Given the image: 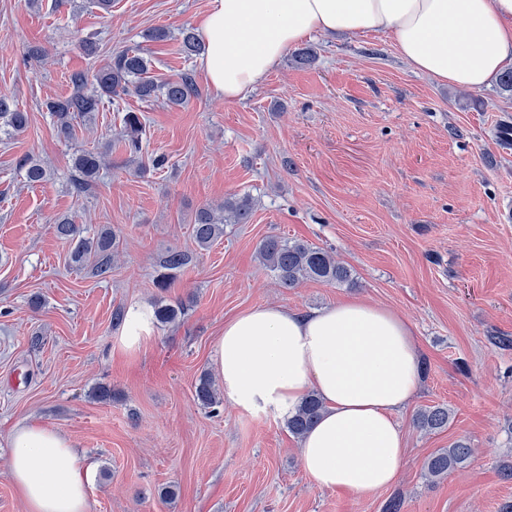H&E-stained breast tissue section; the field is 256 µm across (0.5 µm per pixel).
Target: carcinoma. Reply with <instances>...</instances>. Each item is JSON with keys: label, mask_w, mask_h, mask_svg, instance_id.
<instances>
[{"label": "carcinoma", "mask_w": 512, "mask_h": 512, "mask_svg": "<svg viewBox=\"0 0 512 512\" xmlns=\"http://www.w3.org/2000/svg\"><path fill=\"white\" fill-rule=\"evenodd\" d=\"M204 50L205 44L193 29L181 30L183 53L191 56ZM148 70L149 60L143 52L126 50L117 53L91 75L82 71L73 73L70 76L73 92L67 97L50 99L44 106L54 119L58 132L63 137L70 138L73 134L74 120H93L95 113L100 111L105 103L121 95L132 93L144 101L161 96L168 105L178 107L187 104L195 94L190 77L181 76L175 80L158 83L148 77ZM0 119L4 120L13 134L24 132L29 124L28 113L22 111L6 93H0ZM122 121L120 143L132 154L141 152L145 134L141 115L128 111ZM111 149L112 144L109 143L100 150H86L75 155L73 167L76 172L74 184L77 192H83L99 178L104 158ZM21 168L24 170L25 180L30 184L41 183L47 178L46 167L34 158L24 159ZM251 211V201L247 195L227 198L220 206L200 207L192 224L195 244L201 250L208 248L224 235V225L246 223ZM55 230L61 238L73 244V262H92V267L99 276L110 272L112 252L119 246L113 230L104 228L96 237L85 238L80 226L67 217L55 224ZM258 258L284 288H294L307 280L326 284H340L351 280L350 269L336 259L333 252L298 239L288 240L269 236L259 244ZM189 262L188 253L181 250L168 251L159 261L157 286L169 287ZM182 309L180 303L161 305L155 308L156 320L160 324L173 322L182 314ZM195 397L204 407H211L217 403L216 390L209 377L200 379L195 387ZM321 411L320 400L313 395L308 396L297 413L288 419L289 432L296 437L302 436ZM450 416L448 406L436 404L418 410L414 421L418 428L426 432H435L448 426ZM473 453L474 449L470 442L465 439L456 440L449 447L440 448L429 456L425 476L435 482L455 470L464 469Z\"/></svg>", "instance_id": "1"}]
</instances>
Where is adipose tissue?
<instances>
[{
	"mask_svg": "<svg viewBox=\"0 0 512 512\" xmlns=\"http://www.w3.org/2000/svg\"><path fill=\"white\" fill-rule=\"evenodd\" d=\"M200 28L201 65L227 100L259 86L288 47L315 33H389L413 71L444 85L489 87L512 67V0H212ZM155 323L152 307L131 306L116 349L141 350ZM214 362L241 413L285 419L307 395L320 398L300 443L316 486L369 495L394 483L406 462L397 414L423 375L405 317L362 298L308 312L256 306L225 321ZM8 440L27 512H88V472L67 437L29 424Z\"/></svg>",
	"mask_w": 512,
	"mask_h": 512,
	"instance_id": "obj_1",
	"label": "adipose tissue"
}]
</instances>
